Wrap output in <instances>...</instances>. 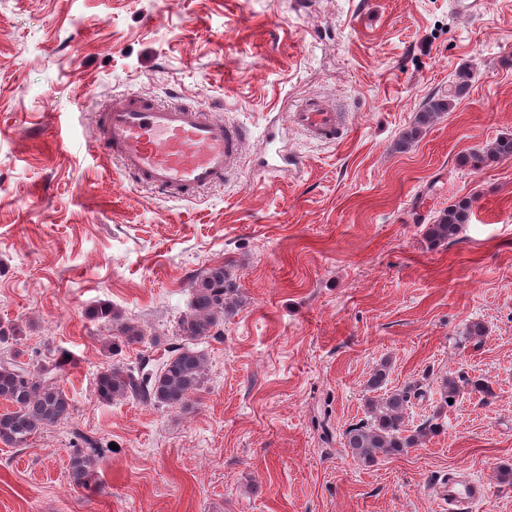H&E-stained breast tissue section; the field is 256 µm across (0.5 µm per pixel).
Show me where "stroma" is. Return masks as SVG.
Returning <instances> with one entry per match:
<instances>
[{"label": "stroma", "mask_w": 512, "mask_h": 512, "mask_svg": "<svg viewBox=\"0 0 512 512\" xmlns=\"http://www.w3.org/2000/svg\"><path fill=\"white\" fill-rule=\"evenodd\" d=\"M128 94L247 127L240 164L189 201L137 185L95 135ZM307 94L341 113L342 139L289 129L305 169L262 172L269 122ZM438 98L450 109L396 150ZM503 134L512 0L472 15L454 0H0V327L20 335L0 359L36 371L67 351L73 405L28 447L0 443V512H435L430 488L457 470L486 485L472 512H512V159L465 162ZM464 197L462 233L429 245ZM219 264L238 306L201 387L174 408L99 402L97 372L165 353L192 280ZM104 304L143 342L116 344L91 316ZM383 362L386 390L423 391L409 425L438 429L367 465L343 434ZM87 437L99 455L78 487ZM472 213V201L463 198L440 212L429 225L427 238L433 245L447 243L459 233L461 225L467 224ZM87 453L76 454L70 464L71 482L76 486H84L91 478L93 460L98 455L99 447L95 440L84 438Z\"/></svg>", "instance_id": "35a3bbf8"}]
</instances>
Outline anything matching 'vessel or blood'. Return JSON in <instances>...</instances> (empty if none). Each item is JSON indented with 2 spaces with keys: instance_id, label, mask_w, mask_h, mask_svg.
I'll return each mask as SVG.
<instances>
[{
  "instance_id": "1",
  "label": "vessel or blood",
  "mask_w": 512,
  "mask_h": 512,
  "mask_svg": "<svg viewBox=\"0 0 512 512\" xmlns=\"http://www.w3.org/2000/svg\"><path fill=\"white\" fill-rule=\"evenodd\" d=\"M289 123L319 141H335L343 134L340 113L319 96L301 99L290 111ZM96 135L133 182L175 200L223 182L247 139L246 130L197 107L160 105L131 95L113 98L99 116ZM486 496L483 482L453 476L437 500L442 512H470Z\"/></svg>"
}]
</instances>
